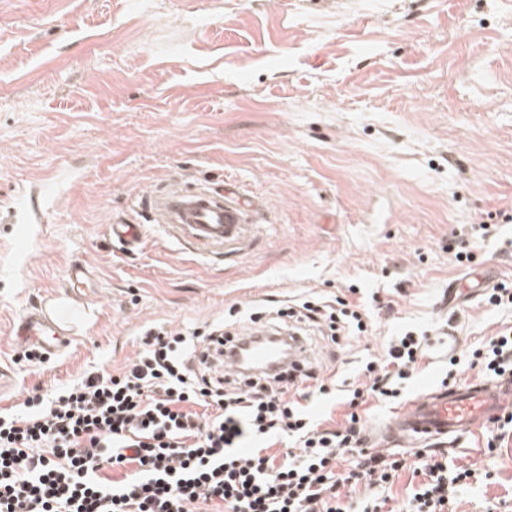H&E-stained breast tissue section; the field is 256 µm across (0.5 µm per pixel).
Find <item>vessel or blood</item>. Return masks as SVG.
I'll return each instance as SVG.
<instances>
[{"label":"vessel or blood","mask_w":512,"mask_h":512,"mask_svg":"<svg viewBox=\"0 0 512 512\" xmlns=\"http://www.w3.org/2000/svg\"><path fill=\"white\" fill-rule=\"evenodd\" d=\"M149 216L187 248L208 253L223 252L254 221L252 206L230 200L220 184L186 183L155 192L149 204ZM109 234L131 247L139 246L144 240L143 227L139 224H113ZM13 334L18 342L33 343L45 353L55 354L69 345L76 327L44 305L26 311L15 323ZM282 342V337L252 329L227 353L226 363L234 372L245 375L308 363V349L303 343L296 341L286 348ZM510 413L512 379L494 384L471 380L426 389L408 400L379 432L389 444H452L494 426Z\"/></svg>","instance_id":"vessel-or-blood-1"}]
</instances>
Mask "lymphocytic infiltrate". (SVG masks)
I'll return each instance as SVG.
<instances>
[{"mask_svg":"<svg viewBox=\"0 0 512 512\" xmlns=\"http://www.w3.org/2000/svg\"><path fill=\"white\" fill-rule=\"evenodd\" d=\"M247 322L278 334L337 341L364 336L368 314L338 296L280 305L274 317ZM233 331L218 322L183 332L153 327L118 373H88L49 395L27 397L0 412V512H377L375 500L347 495L394 483L403 459L364 448L362 426L349 413L339 430L320 428L304 403L340 399L320 369L233 376L225 373L224 343ZM425 336L401 329L380 360L365 363L364 386L352 399L401 397L424 355ZM472 361L484 375H512V328L497 332ZM293 447L279 449L283 439ZM354 470L337 473L345 454ZM124 470L104 481L102 464ZM401 512H448L474 475L442 448L423 451Z\"/></svg>","mask_w":512,"mask_h":512,"instance_id":"1","label":"lymphocytic infiltrate"}]
</instances>
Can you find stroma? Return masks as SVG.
Listing matches in <instances>:
<instances>
[{"label": "stroma", "mask_w": 512, "mask_h": 512, "mask_svg": "<svg viewBox=\"0 0 512 512\" xmlns=\"http://www.w3.org/2000/svg\"><path fill=\"white\" fill-rule=\"evenodd\" d=\"M182 181L263 205L230 260L142 210ZM511 206L512 0H0V364L15 376L0 411L121 370L145 328L350 287L372 328L313 337L326 375L356 382L400 327L449 321L452 345L432 343L404 396L463 383L512 309L439 301L476 271L512 281V223L467 232ZM118 222L143 225L138 250L112 241ZM74 263L94 273L91 303L64 286ZM46 299L79 332L16 363L13 325ZM452 451L482 475L455 512L512 507V435Z\"/></svg>", "instance_id": "obj_1"}]
</instances>
